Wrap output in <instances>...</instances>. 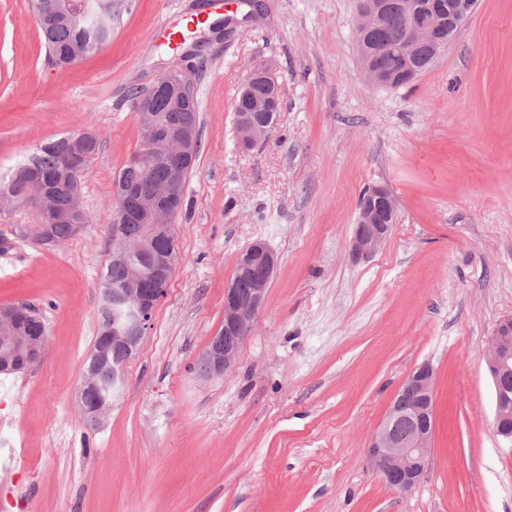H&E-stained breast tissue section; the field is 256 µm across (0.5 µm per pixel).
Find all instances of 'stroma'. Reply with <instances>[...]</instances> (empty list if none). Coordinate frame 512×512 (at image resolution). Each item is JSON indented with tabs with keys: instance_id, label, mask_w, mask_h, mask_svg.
Here are the masks:
<instances>
[{
	"instance_id": "stroma-1",
	"label": "stroma",
	"mask_w": 512,
	"mask_h": 512,
	"mask_svg": "<svg viewBox=\"0 0 512 512\" xmlns=\"http://www.w3.org/2000/svg\"><path fill=\"white\" fill-rule=\"evenodd\" d=\"M231 31L168 49L197 0H112V40L61 69L30 0H0V171L47 138L90 130L81 178L90 218L52 249L0 252V307L46 326L41 359L0 374V512H512V443L493 426L486 367L512 315V0H477L434 65L371 84L356 0H263ZM183 60L200 152L176 219L179 260L126 384L101 425L77 392L98 331L113 182L139 146L128 91ZM271 65L270 138L237 143L233 102ZM388 188L398 218L381 249L349 242L362 192ZM264 241L277 271L234 368L199 363L224 322L239 255ZM436 374L428 468L385 483L369 440L408 375ZM264 80L273 91V95L269 98L272 106H276L280 100V86L270 66L254 67L250 69L242 84L239 96L236 98L234 105L238 110H244V106L249 102L250 85L255 80Z\"/></svg>"
}]
</instances>
